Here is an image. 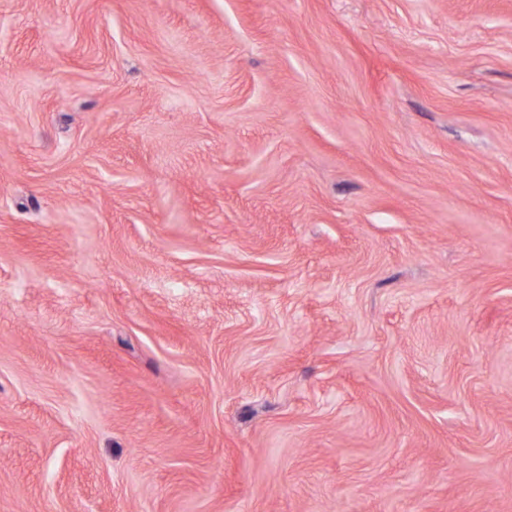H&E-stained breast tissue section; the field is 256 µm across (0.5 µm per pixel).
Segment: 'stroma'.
<instances>
[{
  "label": "stroma",
  "instance_id": "1",
  "mask_svg": "<svg viewBox=\"0 0 512 512\" xmlns=\"http://www.w3.org/2000/svg\"><path fill=\"white\" fill-rule=\"evenodd\" d=\"M0 512H512V0H0Z\"/></svg>",
  "mask_w": 512,
  "mask_h": 512
}]
</instances>
